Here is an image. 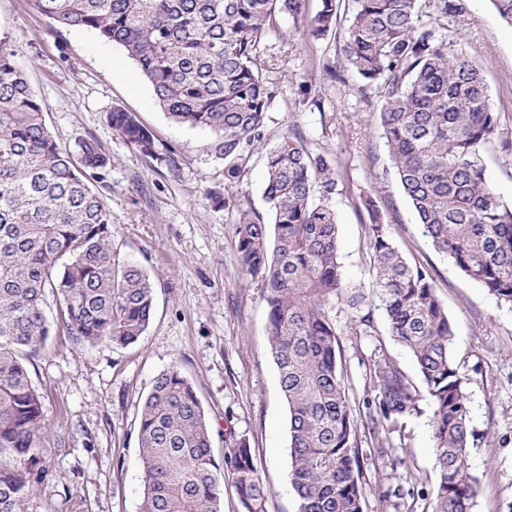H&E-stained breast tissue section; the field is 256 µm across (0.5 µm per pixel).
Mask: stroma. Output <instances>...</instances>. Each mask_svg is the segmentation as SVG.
Here are the masks:
<instances>
[{
    "instance_id": "1",
    "label": "stroma",
    "mask_w": 512,
    "mask_h": 512,
    "mask_svg": "<svg viewBox=\"0 0 512 512\" xmlns=\"http://www.w3.org/2000/svg\"><path fill=\"white\" fill-rule=\"evenodd\" d=\"M453 24L460 46L481 64L499 115L500 136L484 146L486 175L504 202H512V28L490 0H463ZM0 34L8 36L41 100L56 141L69 147L97 138L112 166L94 189L112 211V245L140 264L155 289V308L141 340L125 348L73 339L57 322L53 296L44 311L49 334L29 373L43 397V446L53 475L40 485L34 512H139L143 495L137 422L154 379L179 366L194 385L210 420L216 458L227 436L245 439L270 490L266 512H297L288 481V411L268 342L267 293L261 281L238 271L239 210L269 218L262 159L228 206L205 192L224 185V165L210 154V132L180 125L157 105L136 64L119 46L87 30H56L29 0H0ZM275 59L277 87L265 127L267 144L292 129L310 149L339 161L344 190L335 208L339 246L349 282L371 286L364 197H373L390 222L395 244L431 274L456 337L452 356L465 378L474 443L468 464L477 479L473 512H512V306L499 303L438 253L422 233L401 192L379 127L380 89L360 95L359 80L332 81L313 68L336 60V40L312 43L289 16L265 41ZM323 109L304 103L302 76ZM121 107L135 113L155 137V156L143 155L112 127ZM369 324H361V315ZM339 334L350 402L367 414L376 392L375 360L388 354L415 389L423 384L410 352L390 335L382 311L330 310ZM431 407L415 411L379 434L360 428L364 512H429L437 476Z\"/></svg>"
}]
</instances>
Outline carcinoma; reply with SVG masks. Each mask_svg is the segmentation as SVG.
<instances>
[{"label":"carcinoma","mask_w":512,"mask_h":512,"mask_svg":"<svg viewBox=\"0 0 512 512\" xmlns=\"http://www.w3.org/2000/svg\"><path fill=\"white\" fill-rule=\"evenodd\" d=\"M58 29H83L124 49L169 119L213 134L229 205L254 156L265 149L272 223L239 212L238 267L267 291L268 340L288 404L290 469L297 512H363L360 422L338 368L340 343L327 306L383 310L391 336L412 354L432 409L437 489L432 512H473L477 479L468 465L469 411L452 358L453 323L429 272L394 246L376 202L367 214L372 288L349 285L339 254L334 201L338 164L288 133L265 148L275 97L264 40L277 17L306 20L320 41L344 29L345 65L376 85L400 186L433 247L498 301L512 305V204L488 180L480 150L497 134L484 69L448 38L462 0H31ZM112 126L146 156L154 136L132 112ZM112 155L95 137L61 147L46 123L11 40L0 37V512H31L52 477L45 458L42 396L28 363L49 326L77 340L137 343L150 322L154 285L112 246V212L89 186ZM374 426L416 409L417 395L387 357L374 361ZM137 434L140 512H223L230 485L245 512H265L268 488L251 448L227 438L217 462L209 419L191 382L172 367L141 407Z\"/></svg>","instance_id":"obj_1"}]
</instances>
